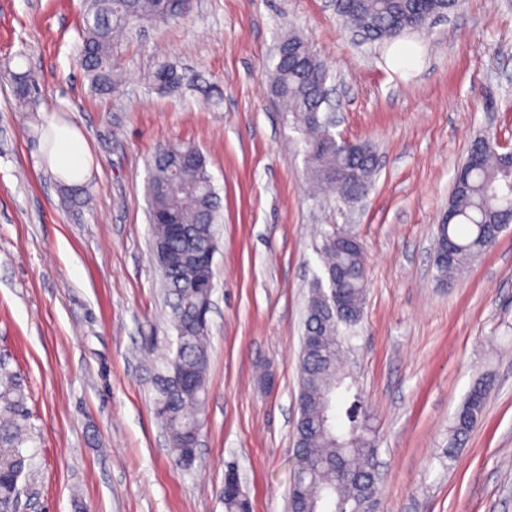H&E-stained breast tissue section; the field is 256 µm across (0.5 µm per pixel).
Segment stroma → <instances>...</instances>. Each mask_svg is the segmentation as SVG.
I'll list each match as a JSON object with an SVG mask.
<instances>
[{"label":"stroma","instance_id":"35a3bbf8","mask_svg":"<svg viewBox=\"0 0 512 512\" xmlns=\"http://www.w3.org/2000/svg\"><path fill=\"white\" fill-rule=\"evenodd\" d=\"M83 11L0 0V72L36 81L32 111L0 81V360L23 380L33 433L16 512H224L231 465L252 512H288L306 305L333 228L356 233L366 257L342 369L371 406L379 512H512V226L451 284L433 277L434 232L471 141L487 130L512 143V0H463L390 45L353 41L331 0H192L181 19L142 27L107 95L81 66ZM291 34L329 67L338 133L374 148L358 203L314 187L271 90ZM162 65L178 87L154 84ZM57 119L92 155L75 201L45 160ZM182 142L206 157L222 215L188 467L154 406L174 331L147 196L155 150ZM480 377L482 419L451 446Z\"/></svg>","mask_w":512,"mask_h":512}]
</instances>
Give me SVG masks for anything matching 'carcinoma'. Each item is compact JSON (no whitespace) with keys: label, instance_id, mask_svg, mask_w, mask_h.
I'll list each match as a JSON object with an SVG mask.
<instances>
[{"label":"carcinoma","instance_id":"carcinoma-1","mask_svg":"<svg viewBox=\"0 0 512 512\" xmlns=\"http://www.w3.org/2000/svg\"><path fill=\"white\" fill-rule=\"evenodd\" d=\"M189 0H85L81 64L91 86L101 92L122 85V46L130 30L144 22L181 17ZM459 0H338L336 13L369 42H387L410 30H423L432 16L454 12ZM272 90L292 115L301 133L307 170L320 188L337 192L350 204L373 181L374 152L367 142L347 148L336 144L326 122L329 99L327 64L297 35L280 43ZM154 81L166 88L179 84L174 71L161 66ZM18 104H32L34 86L25 73L11 72ZM148 197L153 240L165 246L159 265L170 285L167 301L176 348L162 361L155 381V408L170 439V452L181 461L186 445L203 425L201 419L209 363L207 324L199 315L204 272L191 265L186 244L171 238L170 225L199 230L197 248L208 245L221 213L207 162L191 143L164 145L152 159ZM512 223V152L483 133L470 145L453 177L448 223V257L434 262V278L451 281L477 256L491 248ZM326 287L312 292L306 335L320 332L322 354H303L299 362L303 421L296 423V470L290 497H299L303 512H369L377 500L375 461L378 445L368 402L348 401L352 385L338 368L364 312L368 277L361 241L339 232L320 248ZM489 383L479 381L454 416L453 443L477 425ZM26 395L16 375L0 362V512H12L19 480L29 466Z\"/></svg>","mask_w":512,"mask_h":512}]
</instances>
